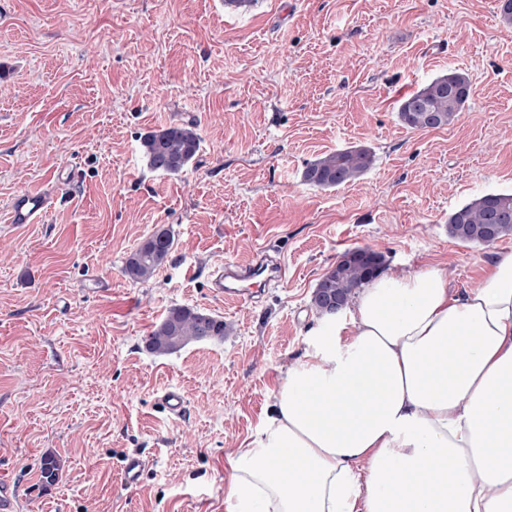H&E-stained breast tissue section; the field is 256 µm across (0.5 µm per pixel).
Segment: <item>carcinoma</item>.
Here are the masks:
<instances>
[{"instance_id": "cac0c4a2", "label": "carcinoma", "mask_w": 512, "mask_h": 512, "mask_svg": "<svg viewBox=\"0 0 512 512\" xmlns=\"http://www.w3.org/2000/svg\"><path fill=\"white\" fill-rule=\"evenodd\" d=\"M469 76L450 72L438 76L400 103L398 117L410 129L448 126L455 121L472 97ZM200 135L192 123H171L145 133L141 150L150 168L168 174L183 171L196 156ZM373 153L363 147L337 150L309 164L303 171V181L317 188H335L354 182L374 165ZM448 235L462 243L479 244L486 238L493 243L512 235V193H485L453 211L448 217ZM173 237L163 227L145 238L127 257L124 275L133 282L149 280L171 253ZM370 282L362 266L339 260L319 279L311 295V306L321 312L326 292L349 301L354 292ZM224 337V320L204 313L196 307L176 305L164 319L143 338L146 350L156 355L176 352L204 337ZM61 464L49 454L42 457L41 477L49 485L57 481Z\"/></svg>"}]
</instances>
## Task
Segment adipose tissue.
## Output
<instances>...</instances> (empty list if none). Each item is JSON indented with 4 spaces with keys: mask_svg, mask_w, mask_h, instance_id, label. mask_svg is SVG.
I'll return each mask as SVG.
<instances>
[{
    "mask_svg": "<svg viewBox=\"0 0 512 512\" xmlns=\"http://www.w3.org/2000/svg\"><path fill=\"white\" fill-rule=\"evenodd\" d=\"M475 287L385 272L320 317L226 512H512V251Z\"/></svg>",
    "mask_w": 512,
    "mask_h": 512,
    "instance_id": "obj_1",
    "label": "adipose tissue"
}]
</instances>
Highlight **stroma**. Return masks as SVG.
Segmentation results:
<instances>
[{
    "instance_id": "stroma-1",
    "label": "stroma",
    "mask_w": 512,
    "mask_h": 512,
    "mask_svg": "<svg viewBox=\"0 0 512 512\" xmlns=\"http://www.w3.org/2000/svg\"><path fill=\"white\" fill-rule=\"evenodd\" d=\"M501 0H0V482L16 512H224L226 460L317 320L312 291L347 250L393 271L438 266L476 286L490 249L448 235L481 193L512 192V24ZM451 71L473 95L453 124L413 130L401 100ZM196 124L177 175L148 168L144 133ZM371 149L359 180L304 183L308 163ZM46 192L37 224L15 195ZM168 228L147 282L126 257ZM286 272L233 305L224 265ZM175 305L223 338L157 356L143 338ZM182 392V416L166 390ZM61 456L44 485V453ZM140 457L137 486L121 482ZM48 197L43 193L23 192L18 194L10 208L12 224H36L47 210Z\"/></svg>"
}]
</instances>
